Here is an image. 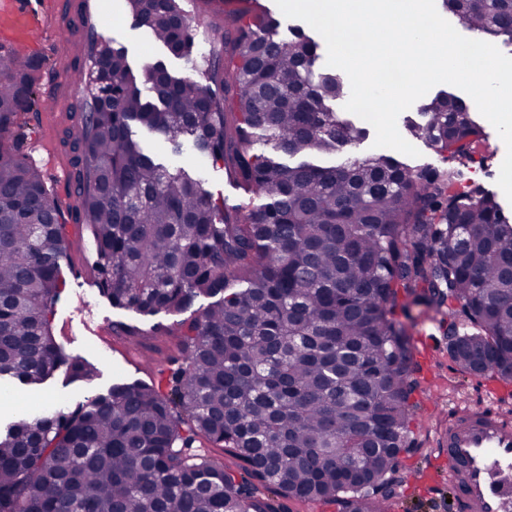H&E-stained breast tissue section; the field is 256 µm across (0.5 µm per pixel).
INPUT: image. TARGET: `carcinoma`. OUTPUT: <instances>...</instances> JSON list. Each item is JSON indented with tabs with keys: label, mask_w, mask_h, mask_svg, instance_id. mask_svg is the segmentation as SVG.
Masks as SVG:
<instances>
[{
	"label": "carcinoma",
	"mask_w": 512,
	"mask_h": 512,
	"mask_svg": "<svg viewBox=\"0 0 512 512\" xmlns=\"http://www.w3.org/2000/svg\"><path fill=\"white\" fill-rule=\"evenodd\" d=\"M471 30L512 43V0H443ZM186 72H135L90 37L80 136L64 145L78 221L93 235L103 292L140 315L206 307L181 332L170 390L116 382L0 431V512H282L259 495L383 512L402 483L419 365L401 317L442 314L460 371L512 381V218L456 172L379 153L321 165L366 132L338 119L345 95L315 73L319 44L279 36L254 6L194 23L179 0H127ZM42 63L0 51V135L37 104ZM202 69L214 87L190 73ZM474 107L449 93L416 126L439 154L473 160ZM224 164L255 205L144 151L137 129ZM41 170L0 139V380L29 388L60 369L92 382L51 329L65 286L66 225ZM202 437L243 474L185 451Z\"/></svg>",
	"instance_id": "obj_1"
}]
</instances>
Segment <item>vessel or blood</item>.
Instances as JSON below:
<instances>
[{
  "label": "vessel or blood",
  "instance_id": "obj_1",
  "mask_svg": "<svg viewBox=\"0 0 512 512\" xmlns=\"http://www.w3.org/2000/svg\"><path fill=\"white\" fill-rule=\"evenodd\" d=\"M438 444L448 455L453 512H512V412L499 398L456 410Z\"/></svg>",
  "mask_w": 512,
  "mask_h": 512
}]
</instances>
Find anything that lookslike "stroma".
<instances>
[{
    "label": "stroma",
    "instance_id": "stroma-1",
    "mask_svg": "<svg viewBox=\"0 0 512 512\" xmlns=\"http://www.w3.org/2000/svg\"><path fill=\"white\" fill-rule=\"evenodd\" d=\"M99 33L123 48L132 69L144 63L163 60L174 74H182L181 60L169 56L154 42L145 28L135 24L124 9V0H112L111 18L99 21ZM80 53L71 34L30 48V57L43 61V73L73 68ZM81 98L68 86H60L54 111L43 105L21 110L15 127V143L38 167H45L54 148L53 139L63 138L76 129L69 110ZM480 147L487 164L475 170L470 165L457 166L458 178L468 186L497 191L500 163L506 148L492 125H485ZM174 164L198 169L213 196L227 204L238 202L241 191L228 179L222 165H215L184 152L174 157ZM74 197H67L62 221L68 230L67 259L63 265L66 286L51 319L58 343L70 354L86 357L98 368L97 378L89 384H65L63 374L32 390L21 386L0 389V426L26 407L36 408L56 401L74 403L101 392L119 379L156 383L165 379L173 361L181 355V315L159 313L141 316L112 306L100 290L95 249L86 225L76 223ZM405 325L410 336L432 337V344L416 349L421 367L420 389L415 395L416 408L410 425L412 446L400 455L398 466L403 478L389 512H449L448 456L439 450L437 434L447 428L453 410L465 405L478 406L483 399L482 380L459 371L448 356V344L438 335L432 316L415 307Z\"/></svg>",
    "mask_w": 512,
    "mask_h": 512
}]
</instances>
